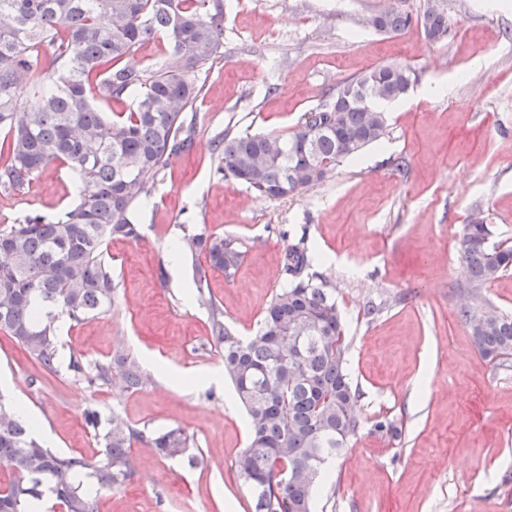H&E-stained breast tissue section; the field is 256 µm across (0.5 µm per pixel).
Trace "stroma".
I'll return each mask as SVG.
<instances>
[{"label":"stroma","instance_id":"obj_1","mask_svg":"<svg viewBox=\"0 0 512 512\" xmlns=\"http://www.w3.org/2000/svg\"><path fill=\"white\" fill-rule=\"evenodd\" d=\"M388 3L224 0L223 54L196 76L193 146L139 207L140 239L112 240L105 252L116 304L80 324L57 320L51 371L0 333V393L39 416L56 451L99 457L90 408L104 423L117 412L151 433L179 426L194 437L195 467L135 443L132 479L100 493L97 512L253 510L232 465L250 428L231 386L170 380L223 368L195 299L193 268L205 259L183 256L177 283L168 256L172 240L202 226L244 251L233 275L207 273L237 335L257 331L283 284L291 236H308L333 290L360 428L330 459L312 512H512V355L482 359L458 311L470 215L482 213L495 240L512 245V8L445 0L451 28L432 41L417 25L392 34L366 25ZM385 63L411 65L418 83L390 112L385 140L324 182L268 199L216 173L215 132L292 133L337 83ZM446 84L452 93L439 94ZM75 199L72 177L50 164L29 187L0 192V225ZM118 342L139 362L158 360L149 386L131 393L73 378L71 356L104 361ZM380 420L396 435L375 432Z\"/></svg>","mask_w":512,"mask_h":512}]
</instances>
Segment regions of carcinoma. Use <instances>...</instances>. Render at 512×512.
I'll list each match as a JSON object with an SVG mask.
<instances>
[{"mask_svg": "<svg viewBox=\"0 0 512 512\" xmlns=\"http://www.w3.org/2000/svg\"><path fill=\"white\" fill-rule=\"evenodd\" d=\"M425 37L448 35V14L433 6L422 16L402 10L382 20L391 33L412 23ZM160 39L173 65L154 70L130 63L142 44ZM224 48L223 0H0V191L28 184L51 162L71 173L78 200L56 216L35 214L0 229V332L53 369L56 321L81 323L117 302L112 268L103 258L109 239H140L133 213L151 182L188 152L198 132L188 115L201 93L196 74ZM51 74L33 81L42 66ZM417 80L408 64L373 67L336 85L338 101L304 113L291 134L215 135L217 172L273 199L325 181L342 161L388 134L381 104L407 94ZM364 88L366 102L350 96ZM28 89V100L17 96ZM133 101L111 117L95 102ZM481 213L470 216L461 259L470 288L512 270V247L492 240ZM182 249L205 254L211 267L232 275L243 252L232 237L202 230L184 235ZM315 251L306 236L285 249V282L251 336H236L224 311L206 297V271L197 266V300L208 306L210 337L224 350V375L250 424L234 465L251 493L253 512H311L327 460L348 447L360 427L359 395L346 373V336L326 279L312 271ZM484 359L512 353V316L494 308L459 309ZM69 370L89 383L135 392L151 381L124 348L92 365L74 355ZM100 438L95 460L46 446L35 426L0 398V459L13 467L0 512H33L44 497L65 512H95L92 492L121 489L133 475L137 441L168 459L198 462L195 442L172 427L146 435L120 414Z\"/></svg>", "mask_w": 512, "mask_h": 512, "instance_id": "carcinoma-1", "label": "carcinoma"}]
</instances>
